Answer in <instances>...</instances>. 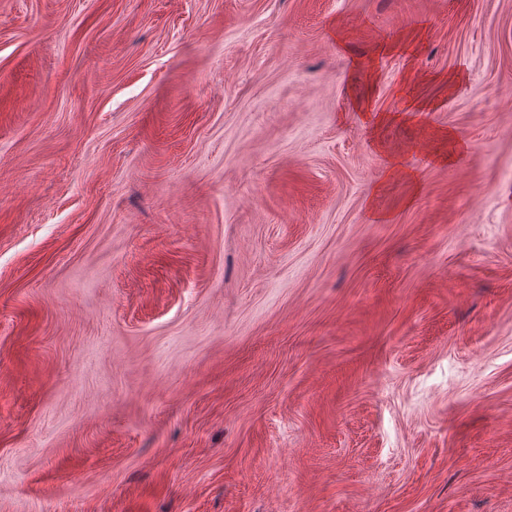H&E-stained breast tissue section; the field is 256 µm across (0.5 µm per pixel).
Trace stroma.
<instances>
[{
  "label": "stroma",
  "mask_w": 512,
  "mask_h": 512,
  "mask_svg": "<svg viewBox=\"0 0 512 512\" xmlns=\"http://www.w3.org/2000/svg\"><path fill=\"white\" fill-rule=\"evenodd\" d=\"M0 512H512V0H0Z\"/></svg>",
  "instance_id": "35a3bbf8"
}]
</instances>
